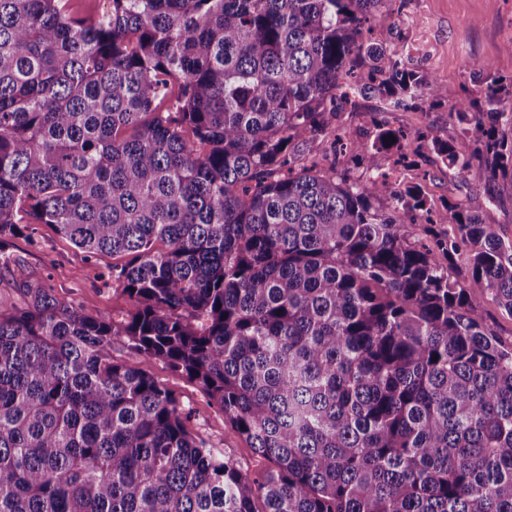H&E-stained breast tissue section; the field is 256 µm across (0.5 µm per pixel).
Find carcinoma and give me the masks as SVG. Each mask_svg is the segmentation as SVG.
Returning <instances> with one entry per match:
<instances>
[{
    "label": "carcinoma",
    "instance_id": "obj_1",
    "mask_svg": "<svg viewBox=\"0 0 512 512\" xmlns=\"http://www.w3.org/2000/svg\"><path fill=\"white\" fill-rule=\"evenodd\" d=\"M68 2L0 0V269L32 217L126 257L132 307L0 297V512H512V344L448 266L468 250L512 314V241L458 207L426 218L452 234L411 240L425 200L379 171L408 136L386 122L349 143L363 182L311 156L366 99L442 96L365 38L391 32L385 0ZM499 93L455 111L512 184ZM117 341L197 382L270 467L216 456Z\"/></svg>",
    "mask_w": 512,
    "mask_h": 512
}]
</instances>
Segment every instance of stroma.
<instances>
[{
  "mask_svg": "<svg viewBox=\"0 0 512 512\" xmlns=\"http://www.w3.org/2000/svg\"><path fill=\"white\" fill-rule=\"evenodd\" d=\"M395 28L384 35L374 28L373 41L389 40L402 52L409 69L436 79L444 95L436 104L421 101L415 106L385 113L392 127L407 131L406 139L381 151L378 164L390 170L397 188L421 184L426 205L433 212L458 206L479 214L485 223L497 225L500 235L512 240V193L497 190L488 169L472 159L465 174L443 161L415 134L436 130L445 140L461 139L460 125L452 106L460 99L485 96L486 84L473 74L467 62L488 61L504 87L503 101H512V0H388ZM11 253L19 257L24 277L46 283L54 293L73 300L84 313L117 317L131 302L118 285L106 276V264L85 256L53 225L39 224L29 238L14 239ZM114 355L122 363L146 370L171 390L185 410L190 411V432L204 440L217 454L231 457L251 474L264 471L268 462L257 456L248 443L230 430V425L200 385L173 371L165 362L144 359L116 343Z\"/></svg>",
  "mask_w": 512,
  "mask_h": 512,
  "instance_id": "1",
  "label": "stroma"
}]
</instances>
